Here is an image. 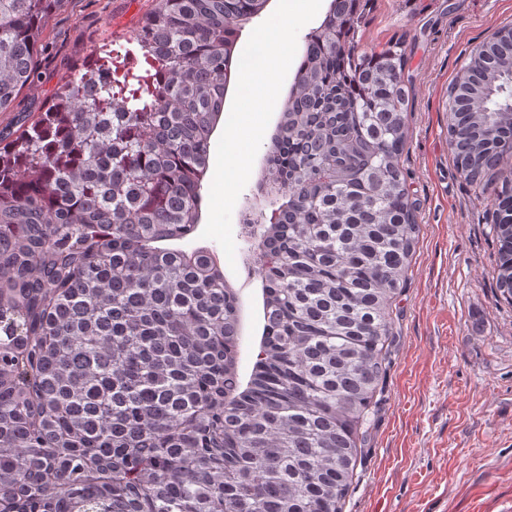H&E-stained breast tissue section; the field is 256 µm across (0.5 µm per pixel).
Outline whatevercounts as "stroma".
<instances>
[{
    "mask_svg": "<svg viewBox=\"0 0 512 512\" xmlns=\"http://www.w3.org/2000/svg\"><path fill=\"white\" fill-rule=\"evenodd\" d=\"M155 0H74L45 20L38 78L0 112V131L37 117L64 79L100 47L143 66L136 35ZM512 24V0H374L361 51L404 42L409 92L401 165L416 202L418 232L407 279L391 304L397 339L343 512H503L512 501V301L496 285L492 190L512 184V161L469 182L448 144V93L469 55ZM267 127L232 213L235 258L250 264L240 222L261 196ZM225 275L241 302L239 369L249 374L261 334L257 275Z\"/></svg>",
    "mask_w": 512,
    "mask_h": 512,
    "instance_id": "35a3bbf8",
    "label": "stroma"
}]
</instances>
